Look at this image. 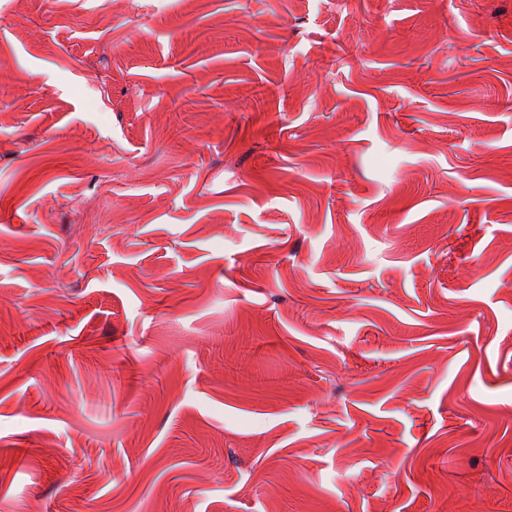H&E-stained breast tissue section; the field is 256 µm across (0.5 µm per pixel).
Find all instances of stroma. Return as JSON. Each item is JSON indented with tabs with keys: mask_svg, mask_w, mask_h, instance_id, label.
<instances>
[{
	"mask_svg": "<svg viewBox=\"0 0 512 512\" xmlns=\"http://www.w3.org/2000/svg\"><path fill=\"white\" fill-rule=\"evenodd\" d=\"M0 512H512V0H0Z\"/></svg>",
	"mask_w": 512,
	"mask_h": 512,
	"instance_id": "1",
	"label": "stroma"
}]
</instances>
